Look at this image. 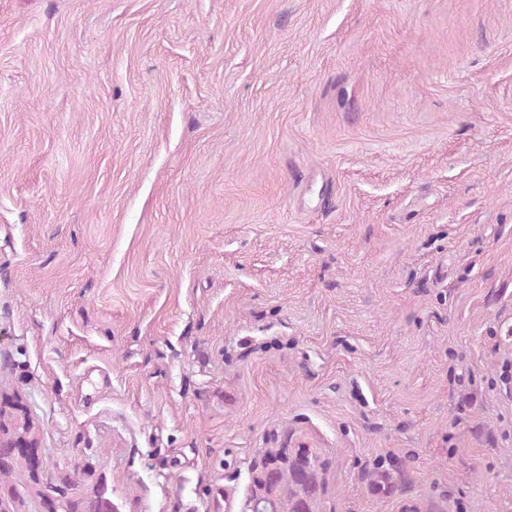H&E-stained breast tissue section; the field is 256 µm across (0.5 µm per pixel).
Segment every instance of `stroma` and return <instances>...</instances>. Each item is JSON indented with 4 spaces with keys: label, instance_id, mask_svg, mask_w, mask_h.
<instances>
[{
    "label": "stroma",
    "instance_id": "stroma-1",
    "mask_svg": "<svg viewBox=\"0 0 512 512\" xmlns=\"http://www.w3.org/2000/svg\"><path fill=\"white\" fill-rule=\"evenodd\" d=\"M6 512H512V0H0ZM1 409L2 400L0 402V453L1 456H7L11 453V448H17L18 457L27 458L34 462L36 455L32 452V448H38L36 433L33 424L26 418L17 419L12 427L1 426ZM11 447V448H3ZM296 456H298V458H300V463L302 465H305L306 463H308L311 460V458L313 457L310 454V450L306 449V448L298 449V451H296L293 456H288L287 452H284V453L277 452V453L268 455L266 457V459L264 460V462L262 463V465L260 467L256 468L252 472V483L254 485V494L248 502V509L246 511H249V512L258 511V506H257L258 501L262 498L269 497V495L267 493V489L264 488V484L262 481L266 470L273 469V468H287L288 467V458L293 459ZM317 485L318 471L314 462L302 473L288 471V499L281 495L272 498L266 503L264 512H283L287 506L288 512H301L302 500H308L315 493Z\"/></svg>",
    "mask_w": 512,
    "mask_h": 512
}]
</instances>
